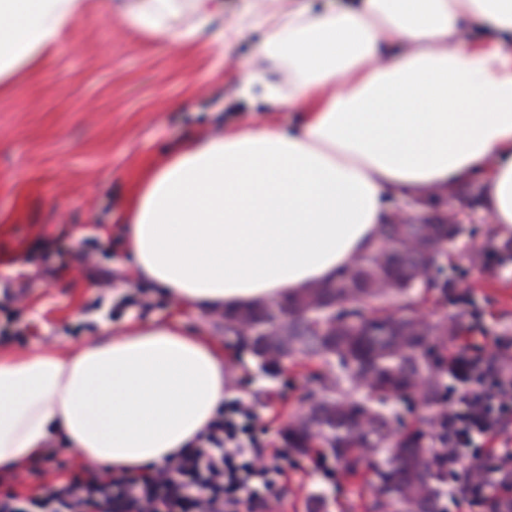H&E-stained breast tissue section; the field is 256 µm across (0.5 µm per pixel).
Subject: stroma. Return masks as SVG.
Wrapping results in <instances>:
<instances>
[{"instance_id":"35a3bbf8","label":"stroma","mask_w":512,"mask_h":512,"mask_svg":"<svg viewBox=\"0 0 512 512\" xmlns=\"http://www.w3.org/2000/svg\"><path fill=\"white\" fill-rule=\"evenodd\" d=\"M224 12L202 32L170 41L130 26L127 0H86L83 16L38 65L0 89V306L10 305L33 333L11 348L47 344L73 348L102 326L180 322L201 330L224 350L226 395L253 405L262 446L283 448V425L317 384V361L288 360L266 376L237 336L212 311L177 306L127 263L120 222L148 166L178 143L229 126L295 124L298 112L270 108L239 91L238 71L257 54V36L243 30L231 51L225 30L236 25L244 0H223ZM440 263L461 302L439 293L419 310L432 323L456 318L475 336H512V260L483 269L475 252L503 240L484 223L482 205ZM27 283L26 299L6 289ZM280 484L276 512H366L362 477L318 453L299 456Z\"/></svg>"}]
</instances>
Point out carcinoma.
I'll use <instances>...</instances> for the list:
<instances>
[{
	"label": "carcinoma",
	"mask_w": 512,
	"mask_h": 512,
	"mask_svg": "<svg viewBox=\"0 0 512 512\" xmlns=\"http://www.w3.org/2000/svg\"><path fill=\"white\" fill-rule=\"evenodd\" d=\"M461 232L459 224H429L424 217L410 224L386 222L380 241L390 247L367 250L335 280L273 303L224 313L226 331H236L242 322L270 331L268 336L244 339L267 374L280 373L296 356L317 359L324 366L335 361L320 392L309 396L306 415L289 422L282 438L301 455L323 449L351 474L371 470L372 479L363 487L369 493L366 512H440L447 472L445 449L438 447L435 434L440 425L436 405L438 373L448 365L435 347L458 335L461 327L452 318L430 326L402 313H414L432 289L446 296L454 287L451 279L423 282L417 275L427 265L423 243L441 257ZM511 255L512 240L486 247L473 260L487 268L492 258ZM317 300L336 305L334 325L324 329L300 321L282 329L300 306ZM346 383L363 389L365 398L351 399L343 392ZM414 394L419 407L428 411L424 427H407L398 413L384 412L390 399L407 403Z\"/></svg>",
	"instance_id": "1"
}]
</instances>
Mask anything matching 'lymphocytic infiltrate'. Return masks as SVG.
Masks as SVG:
<instances>
[{
  "label": "lymphocytic infiltrate",
  "mask_w": 512,
  "mask_h": 512,
  "mask_svg": "<svg viewBox=\"0 0 512 512\" xmlns=\"http://www.w3.org/2000/svg\"><path fill=\"white\" fill-rule=\"evenodd\" d=\"M491 342L494 351L487 355L472 336L456 338L457 371L467 383L445 411L448 463H459L460 449L482 439L484 451L468 462L462 491L481 496L496 487L499 501L511 507L512 336ZM255 420L251 406L226 400L189 453L135 476L60 465L53 481L41 485V495L68 512H260L265 494L276 493L288 457L257 445Z\"/></svg>",
  "instance_id": "lymphocytic-infiltrate-1"
}]
</instances>
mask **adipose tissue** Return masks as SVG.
I'll list each match as a JSON object with an SVG mask.
<instances>
[{
  "instance_id": "adipose-tissue-1",
  "label": "adipose tissue",
  "mask_w": 512,
  "mask_h": 512,
  "mask_svg": "<svg viewBox=\"0 0 512 512\" xmlns=\"http://www.w3.org/2000/svg\"><path fill=\"white\" fill-rule=\"evenodd\" d=\"M83 3L0 0V81L38 63ZM222 8L140 0L131 13L173 41L184 10L200 30ZM250 25L261 62L240 72L242 93L301 122L231 128L153 164L123 214L138 277L188 308L262 304L377 244L387 197L475 176L492 224L512 231V0H294ZM225 382L223 350L175 321L104 328L65 353L0 348V470L56 438L139 472L205 430Z\"/></svg>"
}]
</instances>
